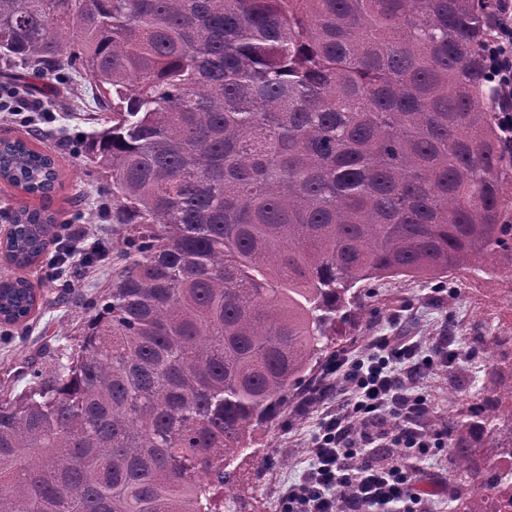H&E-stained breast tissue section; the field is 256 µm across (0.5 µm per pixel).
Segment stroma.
Listing matches in <instances>:
<instances>
[{"instance_id":"stroma-1","label":"stroma","mask_w":512,"mask_h":512,"mask_svg":"<svg viewBox=\"0 0 512 512\" xmlns=\"http://www.w3.org/2000/svg\"><path fill=\"white\" fill-rule=\"evenodd\" d=\"M99 128L100 114L90 102L72 112L56 111L47 131H32L20 120L0 117V137L21 138L33 149L52 153L61 181L44 198L0 182V238L9 229L7 213L27 206L63 215L82 212L97 237L107 240L110 247L109 258L83 268L71 288L51 283L40 265L26 270L38 293L37 306L25 324L0 326V387L6 385L8 375L26 370L28 363H43L45 349L77 337L90 302L111 285L123 264L126 227L113 223L109 192L95 169L84 163L81 152L82 143ZM362 300L367 315L346 327L342 354L363 355L384 336H414L426 349L438 337L454 336L459 350L454 372L436 366L424 381L430 417L436 425L455 422L468 405L488 395L495 382L512 377L507 369L493 366L482 350L483 340L512 334V285L507 281L471 272L427 281L391 277L363 291ZM307 393L304 387L296 391L261 437L272 463L262 470L255 485L256 512H278L281 491L308 465L307 445L327 410L317 402L304 404ZM452 466L453 456L447 448L422 461L419 474L435 490L429 512H461L471 494L470 483L450 479Z\"/></svg>"}]
</instances>
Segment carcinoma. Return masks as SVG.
Here are the masks:
<instances>
[{
	"instance_id": "1",
	"label": "carcinoma",
	"mask_w": 512,
	"mask_h": 512,
	"mask_svg": "<svg viewBox=\"0 0 512 512\" xmlns=\"http://www.w3.org/2000/svg\"><path fill=\"white\" fill-rule=\"evenodd\" d=\"M496 0H0L17 97L76 82L112 116L84 145L112 179L126 262L82 339L0 397V512H224L239 457L385 276L508 275L512 138L484 51ZM0 177L42 195L51 156L0 142ZM20 209L8 253L48 249ZM35 289L0 282L24 321ZM24 382L18 387V382ZM462 512H499L512 402L450 434Z\"/></svg>"
}]
</instances>
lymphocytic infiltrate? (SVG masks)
<instances>
[{"mask_svg":"<svg viewBox=\"0 0 512 512\" xmlns=\"http://www.w3.org/2000/svg\"><path fill=\"white\" fill-rule=\"evenodd\" d=\"M490 67L512 112V0H500ZM97 241L86 229L64 225L48 261V277L70 275ZM380 354L353 359L338 378L339 410L326 419L308 448L311 463L289 485L280 512H419L427 492L417 462L444 447L449 427L430 428L429 406L418 387L435 361L454 363V352L414 361L403 336L383 339ZM386 440L388 450L373 445Z\"/></svg>","mask_w":512,"mask_h":512,"instance_id":"lymphocytic-infiltrate-1","label":"lymphocytic infiltrate"}]
</instances>
